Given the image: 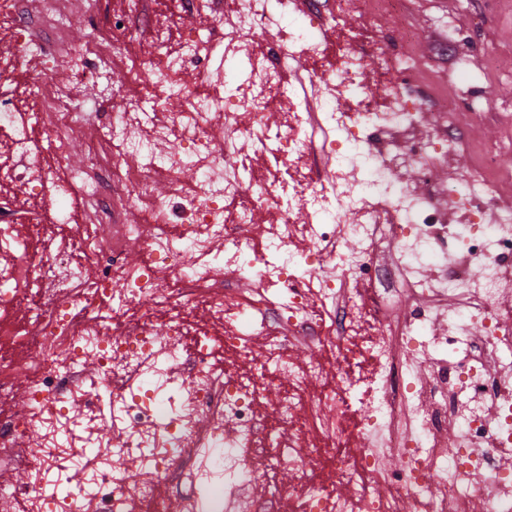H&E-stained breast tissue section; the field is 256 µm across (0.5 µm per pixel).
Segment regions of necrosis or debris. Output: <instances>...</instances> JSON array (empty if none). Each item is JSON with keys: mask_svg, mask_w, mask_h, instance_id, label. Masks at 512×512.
I'll return each instance as SVG.
<instances>
[{"mask_svg": "<svg viewBox=\"0 0 512 512\" xmlns=\"http://www.w3.org/2000/svg\"><path fill=\"white\" fill-rule=\"evenodd\" d=\"M187 2L201 26L184 28L178 11L155 23L150 0H123L113 11L123 31L148 33L154 62L137 102L113 97L108 123L85 139L86 161L77 164L71 140L84 117L54 73L68 66L75 89H98L105 60L97 48L111 43L112 31L73 46L64 33L79 18L64 0H0V468L35 475L23 486L0 481V512H200L223 475L243 472L267 492L248 512H400L388 484L415 499L439 496L436 512H463L472 501L480 512H512V481L495 463L512 446V322L498 309L500 270L512 264V208L494 206V152L449 186L447 208L392 186L388 174L403 161L431 181L424 154L460 142L436 128L402 158L372 146L370 134L419 124L421 104L402 81L375 105L364 58L348 43L319 110L292 92L272 121L270 95L294 59L278 47L272 16L288 0H232L237 23L224 37V69L203 90L184 75H207L204 29L222 25L223 15L218 0ZM343 99L354 103L357 121L340 108ZM139 102L164 119L131 155L114 156L113 136L144 122ZM242 102L245 118L236 110ZM315 128L322 152L336 159L323 175L302 167ZM241 140L282 179L218 181V169L237 164ZM189 168L198 180L187 190ZM287 176L327 184L299 197L287 192ZM71 195L87 215L71 245L32 248ZM230 198L239 208H228ZM450 208L468 216L456 237L468 262L422 277ZM260 213L272 227L255 248L242 230ZM380 232L397 251L395 267L373 261ZM131 243L145 255L134 266L125 259ZM219 269L282 289L256 303L226 290ZM399 276L411 299H456L447 334L407 327L397 339L379 335L385 291ZM372 278L383 289H344L347 280ZM28 297L33 312L18 333L9 317ZM328 301L335 317L326 326L313 313ZM198 310L217 332L191 329L188 316ZM292 341L335 348L334 382L324 381L317 358L302 366L288 359ZM220 349L228 355L221 365ZM425 361L436 398L427 409L404 385L409 363ZM275 373L291 388L271 404ZM355 413L361 421L350 436L343 421ZM49 427L68 429L72 447L104 460L93 495L81 478L65 495L45 492L38 476L58 463L44 441ZM451 428L452 461L437 443ZM392 456L401 463L386 468ZM323 459L331 462L327 480L315 470ZM138 468L150 483L135 480ZM284 470L292 476L285 487Z\"/></svg>", "mask_w": 512, "mask_h": 512, "instance_id": "4bbe7bcc", "label": "necrosis or debris"}]
</instances>
